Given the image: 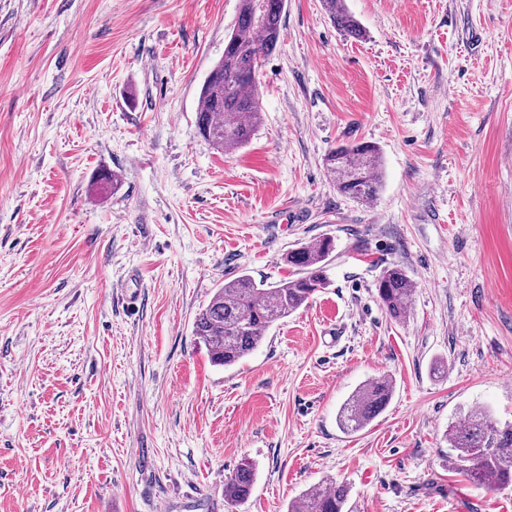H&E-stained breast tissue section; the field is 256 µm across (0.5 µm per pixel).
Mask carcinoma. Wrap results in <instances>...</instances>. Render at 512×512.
<instances>
[{"instance_id":"1","label":"carcinoma","mask_w":512,"mask_h":512,"mask_svg":"<svg viewBox=\"0 0 512 512\" xmlns=\"http://www.w3.org/2000/svg\"><path fill=\"white\" fill-rule=\"evenodd\" d=\"M330 20L344 35L358 39L364 31L344 0H322ZM284 0H244L236 25L224 45V56L202 85L197 126L199 133L226 152L243 147L261 120L256 88L260 60L280 39ZM337 190L359 203L373 201L382 186L381 157L375 145H342L326 158ZM333 240L288 253L298 277L275 285L258 284L247 273L224 282L194 321L193 336L207 349L212 363L230 367L250 355L264 340V332L308 302L326 285L324 262ZM389 316L402 321L408 312L413 284L398 267L385 269L376 284ZM393 386L388 380L360 386L340 407L338 422L347 433L369 425L389 404ZM455 465L475 486L501 490L512 486V424H501L484 410H473L448 429ZM255 483V467L242 460L224 483V502L245 501ZM348 489L333 480L322 490H308L292 501L288 512H344Z\"/></svg>"}]
</instances>
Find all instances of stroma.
Masks as SVG:
<instances>
[{"label": "stroma", "instance_id": "35a3bbf8", "mask_svg": "<svg viewBox=\"0 0 512 512\" xmlns=\"http://www.w3.org/2000/svg\"><path fill=\"white\" fill-rule=\"evenodd\" d=\"M346 5L364 38L285 0L227 153L197 111L241 0H0V512H288L327 480L348 512H512L446 439L512 422V0ZM355 142L383 161L367 205L325 162ZM324 237L327 286L214 366L192 329L217 288L295 277ZM378 378L389 405L344 433ZM380 301L389 316L395 321H403L408 312V302L413 284L406 272L398 267L386 268L376 284ZM393 386L388 380L360 386L340 407L338 422L347 433H355L369 425L389 404ZM255 483V467L248 459L242 460L224 483V502L230 506L245 501Z\"/></svg>", "mask_w": 512, "mask_h": 512}]
</instances>
